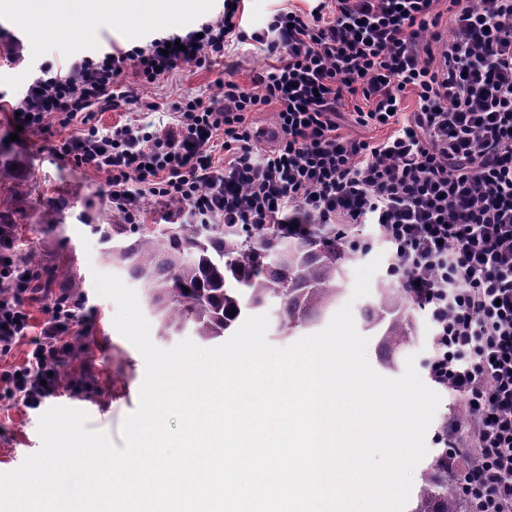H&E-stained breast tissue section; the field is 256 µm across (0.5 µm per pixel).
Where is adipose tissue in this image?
I'll use <instances>...</instances> for the list:
<instances>
[{"instance_id":"ef3b65f1","label":"adipose tissue","mask_w":512,"mask_h":512,"mask_svg":"<svg viewBox=\"0 0 512 512\" xmlns=\"http://www.w3.org/2000/svg\"><path fill=\"white\" fill-rule=\"evenodd\" d=\"M129 5L146 23L152 22L161 11L164 0H51V12L58 28L67 29L72 24L96 22L111 16L114 9Z\"/></svg>"}]
</instances>
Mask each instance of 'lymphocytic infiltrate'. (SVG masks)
Segmentation results:
<instances>
[{"instance_id": "lymphocytic-infiltrate-1", "label": "lymphocytic infiltrate", "mask_w": 512, "mask_h": 512, "mask_svg": "<svg viewBox=\"0 0 512 512\" xmlns=\"http://www.w3.org/2000/svg\"><path fill=\"white\" fill-rule=\"evenodd\" d=\"M240 2L224 0L199 30L42 69L8 123L45 133L94 111L155 112L158 101L118 86L126 68L152 84L187 65L212 67L228 46L260 44L275 63L253 90L220 77L218 95L173 103L167 128L91 125L52 156L105 174L124 224L142 223L154 199L176 202L172 219L191 224H284L297 234L317 226L342 238L353 225H376L391 250L389 276L429 313L430 379L462 396L476 422L471 512H502L512 505V0H448L443 13L439 0H307L251 34ZM268 105L280 135L260 152L248 116ZM348 105L356 125L392 135L372 143L341 134ZM36 279L22 259L0 263V356L32 341L0 383L29 405L57 391L82 308L51 298L31 336Z\"/></svg>"}]
</instances>
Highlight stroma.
Here are the masks:
<instances>
[{"label": "stroma", "mask_w": 512, "mask_h": 512, "mask_svg": "<svg viewBox=\"0 0 512 512\" xmlns=\"http://www.w3.org/2000/svg\"><path fill=\"white\" fill-rule=\"evenodd\" d=\"M224 10V0H194L192 7L177 8L154 24H144L132 14L112 16L108 22L111 41L101 40L100 26H77L57 35L51 23L41 29L28 27L14 11L11 0H0V108L9 107L22 87L40 70L74 57H99L107 45L131 48L145 45L154 36L173 31L187 32ZM23 44L21 59L12 57V38ZM269 61L259 44L228 48L222 65L208 69L186 67L156 84L143 87V94L161 102L152 114L157 127L172 121L170 106L184 94H209L217 77L253 89V78ZM80 123L52 127L47 134L32 135L28 150L10 142L13 131L0 118V216L15 228V250L34 251L41 269L60 270L82 281L85 295L79 332L87 350L71 358L62 369L61 386L39 405H25L21 399L0 393V473L17 469L24 459L42 446L38 433L41 415L51 407L66 406L87 412V429L103 432L115 446H123L121 425L139 403L145 375L139 351L118 333L113 319V301L96 292L94 272L112 273L105 260L94 224H112L116 218L106 196L107 178L91 171L73 172L56 165L49 145L81 132ZM358 235L372 239L373 248L346 266L338 306L360 309L353 299L355 271L374 259H389V247L369 224L356 226Z\"/></svg>", "instance_id": "stroma-1"}]
</instances>
